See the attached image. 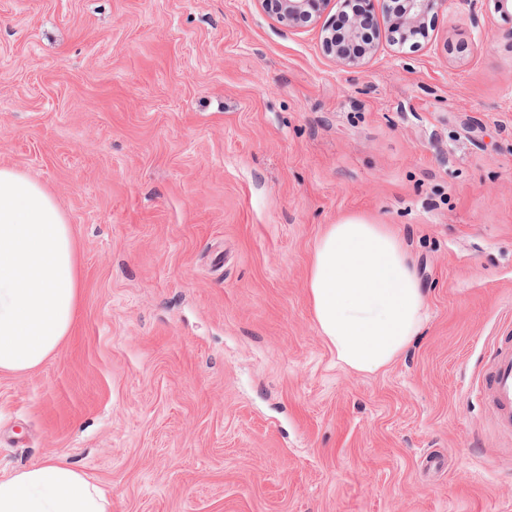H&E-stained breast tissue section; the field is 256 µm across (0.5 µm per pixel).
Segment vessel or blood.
<instances>
[{
  "mask_svg": "<svg viewBox=\"0 0 512 512\" xmlns=\"http://www.w3.org/2000/svg\"><path fill=\"white\" fill-rule=\"evenodd\" d=\"M480 379L478 398L492 412L496 426L512 434V342L496 345Z\"/></svg>",
  "mask_w": 512,
  "mask_h": 512,
  "instance_id": "obj_1",
  "label": "vessel or blood"
}]
</instances>
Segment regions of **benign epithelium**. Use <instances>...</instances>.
<instances>
[{
	"label": "benign epithelium",
	"instance_id": "1",
	"mask_svg": "<svg viewBox=\"0 0 512 512\" xmlns=\"http://www.w3.org/2000/svg\"><path fill=\"white\" fill-rule=\"evenodd\" d=\"M264 10L282 25L304 28L325 17L331 0H259ZM448 0H402V9L393 7V0H336L338 14L352 13L348 32L336 31V20L324 23L323 49L336 62L355 66L367 54L375 52L371 43L364 50L353 52L352 43L359 34L361 22L374 21L380 14L386 22L387 37L394 45H402L427 27L426 20L447 7Z\"/></svg>",
	"mask_w": 512,
	"mask_h": 512
}]
</instances>
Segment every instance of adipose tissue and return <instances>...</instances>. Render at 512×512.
<instances>
[{
    "label": "adipose tissue",
    "instance_id": "adipose-tissue-1",
    "mask_svg": "<svg viewBox=\"0 0 512 512\" xmlns=\"http://www.w3.org/2000/svg\"><path fill=\"white\" fill-rule=\"evenodd\" d=\"M71 228L36 181L0 166V374H24L58 352L79 303ZM308 294L342 366L374 373L417 338L426 294L393 225L349 216L317 238ZM0 512H112L106 491L64 458L0 475Z\"/></svg>",
    "mask_w": 512,
    "mask_h": 512
}]
</instances>
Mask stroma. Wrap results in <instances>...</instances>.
<instances>
[{"label": "stroma", "instance_id": "stroma-1", "mask_svg": "<svg viewBox=\"0 0 512 512\" xmlns=\"http://www.w3.org/2000/svg\"><path fill=\"white\" fill-rule=\"evenodd\" d=\"M336 64L258 0H0V166L75 239L63 348L0 374V474L65 457L112 512H512L472 392L512 320V12ZM352 215L395 225L428 319L336 362L307 288Z\"/></svg>", "mask_w": 512, "mask_h": 512}]
</instances>
